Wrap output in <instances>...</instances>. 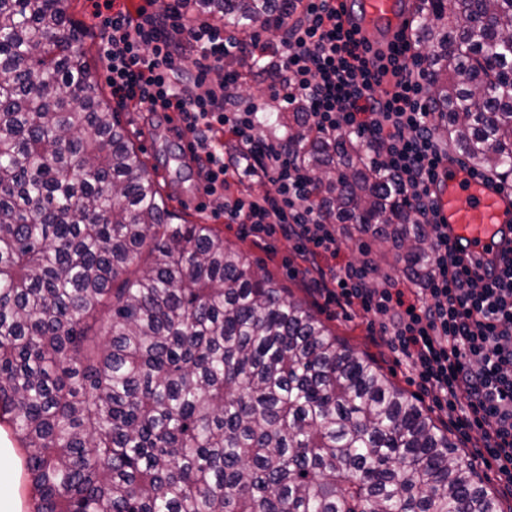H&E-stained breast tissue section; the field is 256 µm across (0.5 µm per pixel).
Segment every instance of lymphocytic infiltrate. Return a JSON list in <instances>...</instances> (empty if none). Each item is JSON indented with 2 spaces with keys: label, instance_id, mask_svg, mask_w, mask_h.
Returning <instances> with one entry per match:
<instances>
[{
  "label": "lymphocytic infiltrate",
  "instance_id": "1",
  "mask_svg": "<svg viewBox=\"0 0 512 512\" xmlns=\"http://www.w3.org/2000/svg\"><path fill=\"white\" fill-rule=\"evenodd\" d=\"M182 7L170 0L161 19L144 6L105 18L99 53L113 100L178 113L199 144L208 195L224 198L225 223L258 245L278 234L294 239V273L325 303L366 319L375 342L402 358L452 425L473 435L475 456L512 493V252L475 263L449 244L438 220L432 185L449 153L435 136L416 36L370 56L335 0H306L278 43L257 35L245 43L204 23L182 24ZM183 48L195 53L187 72L175 64ZM233 49L266 58L264 74L283 89V102L306 107L312 130L357 136L379 159L429 230L422 280L376 287L369 263H337V229L313 204L308 173L288 161L284 144L259 136L258 105L229 91L239 73L211 78ZM248 182L265 192H244Z\"/></svg>",
  "mask_w": 512,
  "mask_h": 512
}]
</instances>
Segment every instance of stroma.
<instances>
[{"label": "stroma", "instance_id": "obj_1", "mask_svg": "<svg viewBox=\"0 0 512 512\" xmlns=\"http://www.w3.org/2000/svg\"><path fill=\"white\" fill-rule=\"evenodd\" d=\"M68 15L87 26L79 48L84 53L90 69L89 80L99 88H106L105 71L99 58L101 22L93 18V0H65ZM118 119L128 137L141 148L149 172L154 173L163 193L169 198V207L182 220L197 224H209L219 230L225 241L232 247L246 252L256 268L268 271L278 283L317 311L319 317L345 340L353 349L372 357L387 377L398 387L412 394H420L419 388L409 379L405 365L399 364L395 354L387 347L378 345L366 329V321L361 317H345L339 308L325 306L309 288L288 272L286 262L294 252L293 240L275 236L267 245H255L245 236L238 225L225 223L220 213L222 200L219 196L206 198L204 205L195 206V194L200 179L197 163L185 160L176 139L168 130L165 113L146 112L136 102L130 101L116 109ZM339 262L371 260L377 268L376 283L386 278L404 282L408 276L402 265L392 258L382 257L379 246L370 236L348 233L346 225H339ZM423 404H430V395L420 394Z\"/></svg>", "mask_w": 512, "mask_h": 512}]
</instances>
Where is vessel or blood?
<instances>
[{
  "mask_svg": "<svg viewBox=\"0 0 512 512\" xmlns=\"http://www.w3.org/2000/svg\"><path fill=\"white\" fill-rule=\"evenodd\" d=\"M340 5L347 25L372 51L395 41L410 22L405 0H340ZM433 189L449 241L464 243L475 258L499 261L512 239V226L504 222L512 216V195L455 164L440 168Z\"/></svg>",
  "mask_w": 512,
  "mask_h": 512,
  "instance_id": "vessel-or-blood-1",
  "label": "vessel or blood"
}]
</instances>
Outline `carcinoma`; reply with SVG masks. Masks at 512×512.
<instances>
[{
  "instance_id": "cac0c4a2",
  "label": "carcinoma",
  "mask_w": 512,
  "mask_h": 512,
  "mask_svg": "<svg viewBox=\"0 0 512 512\" xmlns=\"http://www.w3.org/2000/svg\"><path fill=\"white\" fill-rule=\"evenodd\" d=\"M245 32L289 0H193ZM64 0H0V424L35 512H505L417 399L209 224H175ZM441 135L512 177V0H420ZM285 145L412 279L427 227L350 136Z\"/></svg>"
}]
</instances>
